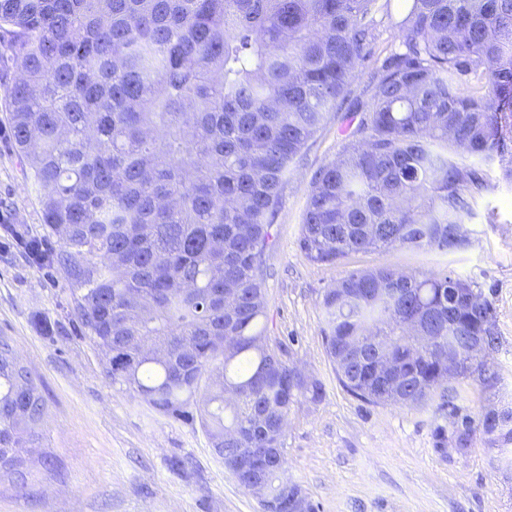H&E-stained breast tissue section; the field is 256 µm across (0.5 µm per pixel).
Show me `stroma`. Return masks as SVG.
<instances>
[{
    "label": "stroma",
    "mask_w": 512,
    "mask_h": 512,
    "mask_svg": "<svg viewBox=\"0 0 512 512\" xmlns=\"http://www.w3.org/2000/svg\"><path fill=\"white\" fill-rule=\"evenodd\" d=\"M8 88L0 84V336L42 382L47 414L22 474L0 479V512H260L215 455L196 422L159 414L112 383L73 310L62 270L32 261L11 228L59 251L10 139ZM338 122L310 142L289 180L266 256V334L284 358L325 390L300 400L285 434L288 474L317 512H512V466L488 437L455 447L452 421L481 408L512 407V183L492 165L494 188L479 200L462 251L358 253L336 266L310 262L298 246L301 213L314 173L342 147ZM495 210L496 223L485 221ZM389 264L402 270H452L490 302L497 345L495 389L456 383L454 406L374 405L337 379L322 339L319 299L346 273ZM444 435H437V428ZM181 469L170 466L172 459Z\"/></svg>",
    "instance_id": "stroma-1"
}]
</instances>
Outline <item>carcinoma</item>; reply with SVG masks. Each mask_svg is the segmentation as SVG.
I'll return each mask as SVG.
<instances>
[{
	"mask_svg": "<svg viewBox=\"0 0 512 512\" xmlns=\"http://www.w3.org/2000/svg\"><path fill=\"white\" fill-rule=\"evenodd\" d=\"M396 44L376 56L382 29ZM0 46L13 144L55 253L15 231L34 259L61 268L104 369L157 412L199 419L239 485L256 448H277L269 497L291 498L284 432L321 382L273 366L262 346L266 254L298 157L341 118L342 150L313 176L299 247L316 264L394 249L467 248L459 226L512 180V0H0ZM376 73L350 99L365 62ZM236 303L224 307V290ZM470 280L388 264L352 271L320 300L339 382L376 405L449 401L446 353L473 336L494 350V311ZM425 317L437 340L411 349ZM404 378L383 388L379 348ZM496 385L464 363L458 378ZM39 379L0 337V475L19 474L43 421ZM512 444V409L478 427Z\"/></svg>",
	"mask_w": 512,
	"mask_h": 512,
	"instance_id": "carcinoma-1",
	"label": "carcinoma"
}]
</instances>
